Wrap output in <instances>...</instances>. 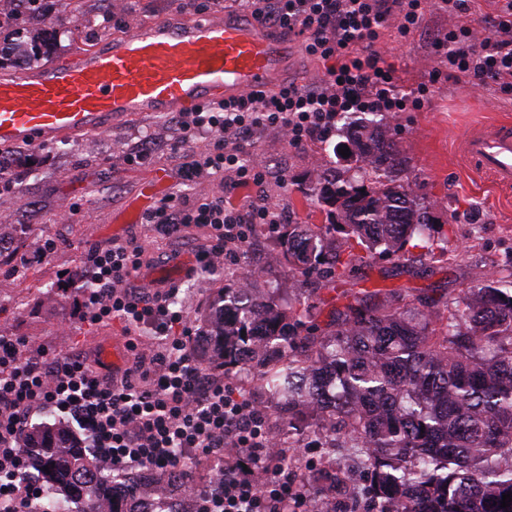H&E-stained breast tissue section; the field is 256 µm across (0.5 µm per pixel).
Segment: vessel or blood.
<instances>
[{
	"label": "vessel or blood",
	"mask_w": 512,
	"mask_h": 512,
	"mask_svg": "<svg viewBox=\"0 0 512 512\" xmlns=\"http://www.w3.org/2000/svg\"><path fill=\"white\" fill-rule=\"evenodd\" d=\"M297 42L233 14L183 23L158 19L73 61L0 74V148L105 131L278 87ZM468 169L512 190V126L481 123L459 145Z\"/></svg>",
	"instance_id": "obj_1"
}]
</instances>
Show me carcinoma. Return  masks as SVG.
<instances>
[{
    "mask_svg": "<svg viewBox=\"0 0 512 512\" xmlns=\"http://www.w3.org/2000/svg\"><path fill=\"white\" fill-rule=\"evenodd\" d=\"M53 36L44 19L18 38L24 61L38 62ZM333 131L344 137L334 149H350L336 154L346 165L317 166L307 185L327 223L293 225L275 262L332 289L378 255L418 249L422 260L448 262L395 128L361 116ZM240 279L204 316L200 362L242 368L277 418L316 433L320 447L341 438L357 449L368 478L362 512H512L501 507L512 493L511 288L481 272L451 301L358 292L323 325L315 304L285 309L278 285L261 287L250 271ZM31 451L45 487L40 512H182L172 507L180 485L103 475L60 424L35 427ZM324 477L336 494L350 483L333 467Z\"/></svg>",
    "mask_w": 512,
    "mask_h": 512,
    "instance_id": "cac0c4a2",
    "label": "carcinoma"
}]
</instances>
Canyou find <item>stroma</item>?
<instances>
[{
	"mask_svg": "<svg viewBox=\"0 0 512 512\" xmlns=\"http://www.w3.org/2000/svg\"><path fill=\"white\" fill-rule=\"evenodd\" d=\"M48 19L56 37L45 64L75 59L85 48L100 44L90 36L93 26L108 23L118 38L136 26L163 18L193 19L220 16L225 0H119L105 11L101 0H81L72 9L66 0H47ZM448 26V17L427 0L420 28L400 35L396 24L384 29L378 51L401 79L404 90L416 88L436 53L435 38ZM499 114L512 115V97L495 89L476 90L467 79H440L431 86L420 109L387 112L385 122L400 130L399 142L410 158L420 183L419 192L434 203V214L448 239L450 261L426 270L406 259L383 258L362 266L347 282V289L377 290L416 287L458 296L478 271L493 269L497 276L512 274V209L500 207L485 185H472L463 173L457 144L471 125ZM174 115L134 116L116 122L105 133L82 134L45 144L21 143L0 149V168L11 178L0 191V224H18L9 248V261L30 265L32 275L11 288L0 290V335L18 339L23 357L35 360L48 352L59 357L81 354L99 361L111 348L123 351L124 363L134 355L152 356L151 347L129 349L130 337L119 320L96 325L82 323L78 311L83 292L78 286L60 288V275L79 270L88 250L113 242L135 240L145 245L143 265L133 278L136 290L153 293L174 288L190 326L224 287H235L243 266L262 269L264 277L287 281L285 265L268 266L274 238L287 234L293 224H321L325 215L314 196L303 195L300 183L317 164H333V141L320 138L292 147L280 133L257 129L245 144L247 159L263 167L261 186L239 187L220 180L205 184V191L233 205L247 204L261 195L282 213L286 223L268 230L257 225L252 236L257 247L250 257H236L216 277L195 269L194 255L205 243L206 228L194 226L183 237L159 234L153 225L133 222L135 210H150L168 196L190 197L192 186L182 184L179 172L200 141L178 144ZM146 149L150 163L129 165L127 154ZM166 172L157 181V172ZM50 238L55 251L43 259L34 253L41 240ZM303 434L288 459V469L304 493H312L319 471L328 460L356 469L354 449L338 448L324 456Z\"/></svg>",
	"mask_w": 512,
	"mask_h": 512,
	"instance_id": "35a3bbf8",
	"label": "stroma"
}]
</instances>
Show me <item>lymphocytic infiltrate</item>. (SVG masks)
<instances>
[{"label":"lymphocytic infiltrate","mask_w":512,"mask_h":512,"mask_svg":"<svg viewBox=\"0 0 512 512\" xmlns=\"http://www.w3.org/2000/svg\"><path fill=\"white\" fill-rule=\"evenodd\" d=\"M496 14L480 26L452 22L436 39L437 57L426 95L442 76L470 78L473 86L512 91V0H498ZM424 0H238L261 24L301 36L306 52L325 67L320 91L290 83L276 91L199 106L178 120L181 138L206 139L190 156L184 181L201 184L221 176L239 185H259L264 176L244 160L247 134L260 127L280 131L295 147L330 134L338 113L401 112L402 94L393 66L375 45L392 14L399 34L419 27ZM164 236L180 237L185 228H210L208 244L196 254L199 269L244 246L256 224H278L283 217L263 198L245 208L201 192L192 198L162 199L145 216ZM144 249L135 242L94 247L86 255L83 321L117 319L132 328L150 325L159 348L151 363L135 362L121 378L95 372L80 355H43L23 361L20 341L0 336V512H37L44 494L33 476L27 448L32 417L40 410L61 414L73 426L77 446L112 468L176 472L188 490L197 483L187 467L202 456L224 464L197 502L201 512H297L305 500L288 473L285 454L275 449L263 411L236 387L204 381L203 369L188 339L183 311L170 296H143L129 288ZM266 478L257 481V468Z\"/></svg>","instance_id":"1"}]
</instances>
